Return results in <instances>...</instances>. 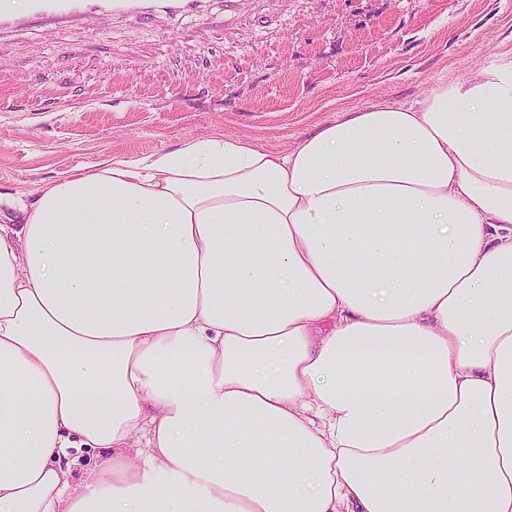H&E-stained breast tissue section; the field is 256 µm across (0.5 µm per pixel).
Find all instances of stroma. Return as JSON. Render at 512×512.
Wrapping results in <instances>:
<instances>
[{"label":"stroma","mask_w":512,"mask_h":512,"mask_svg":"<svg viewBox=\"0 0 512 512\" xmlns=\"http://www.w3.org/2000/svg\"><path fill=\"white\" fill-rule=\"evenodd\" d=\"M0 31V194L217 135L294 148L342 109L411 104L512 49V0H206Z\"/></svg>","instance_id":"35a3bbf8"}]
</instances>
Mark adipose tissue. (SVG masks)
<instances>
[{
  "label": "adipose tissue",
  "mask_w": 512,
  "mask_h": 512,
  "mask_svg": "<svg viewBox=\"0 0 512 512\" xmlns=\"http://www.w3.org/2000/svg\"><path fill=\"white\" fill-rule=\"evenodd\" d=\"M4 208L0 512H512V57ZM73 455H77L79 460L77 461L76 466H73L74 471V481H78L84 474V472L93 468L97 463L107 458L110 453L107 450L103 449H89L83 448L79 452L75 450H71Z\"/></svg>",
  "instance_id": "adipose-tissue-1"
}]
</instances>
